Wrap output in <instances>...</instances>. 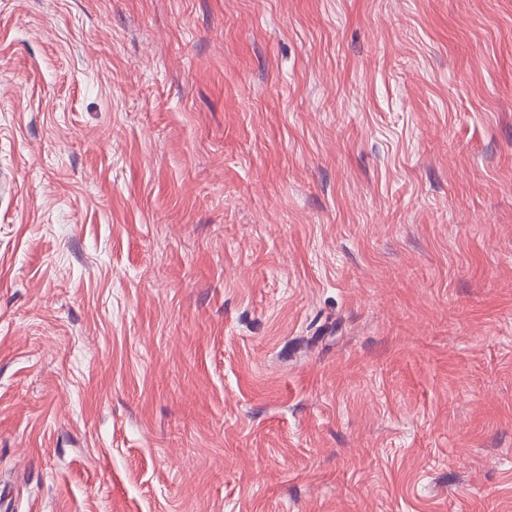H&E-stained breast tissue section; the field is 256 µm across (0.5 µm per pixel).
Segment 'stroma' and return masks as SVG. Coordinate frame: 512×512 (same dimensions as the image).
I'll use <instances>...</instances> for the list:
<instances>
[{"mask_svg":"<svg viewBox=\"0 0 512 512\" xmlns=\"http://www.w3.org/2000/svg\"><path fill=\"white\" fill-rule=\"evenodd\" d=\"M0 512H512V0H0Z\"/></svg>","mask_w":512,"mask_h":512,"instance_id":"35a3bbf8","label":"stroma"}]
</instances>
